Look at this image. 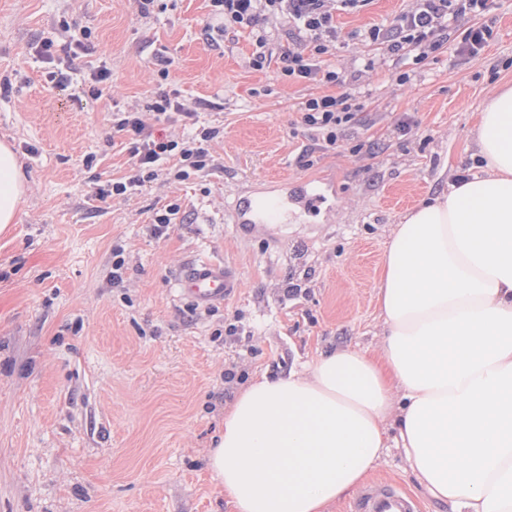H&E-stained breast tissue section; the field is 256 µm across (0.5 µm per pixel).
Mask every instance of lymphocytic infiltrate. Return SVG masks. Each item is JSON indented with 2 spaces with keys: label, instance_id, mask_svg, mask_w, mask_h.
<instances>
[{
  "label": "lymphocytic infiltrate",
  "instance_id": "1",
  "mask_svg": "<svg viewBox=\"0 0 512 512\" xmlns=\"http://www.w3.org/2000/svg\"><path fill=\"white\" fill-rule=\"evenodd\" d=\"M216 26L205 29L211 46L230 29L249 30L254 51L252 67L262 70L272 59L281 62L280 73L289 80L333 86L330 94H312L300 104L302 121L317 133L324 146L360 151L354 129L362 122L366 99L362 91L363 72L378 67L391 70L399 84L410 80L411 69L434 61L445 47L456 55L478 59L492 38L485 18L491 0H412L390 26L364 25L353 32L368 50L363 63L348 68L329 64L328 58L344 39L336 17L359 13L372 0H211ZM472 17L466 29H459L463 17ZM177 114L193 119L196 109L187 107L177 94L162 91L146 112H116L112 127L126 137V151L135 170L130 178H119L99 188V195L126 198L167 173L175 180L201 177L214 169L207 144L217 137L215 127L199 126L187 135L156 136L154 124Z\"/></svg>",
  "mask_w": 512,
  "mask_h": 512
}]
</instances>
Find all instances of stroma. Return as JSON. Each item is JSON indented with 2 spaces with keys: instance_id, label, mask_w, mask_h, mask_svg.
<instances>
[{
  "instance_id": "1",
  "label": "stroma",
  "mask_w": 512,
  "mask_h": 512,
  "mask_svg": "<svg viewBox=\"0 0 512 512\" xmlns=\"http://www.w3.org/2000/svg\"><path fill=\"white\" fill-rule=\"evenodd\" d=\"M162 2L145 15L137 0H0V140L28 185L17 223L0 232V512H233L207 452L238 389L326 350L380 349L390 229L474 171L475 114L512 84V0H494L478 59L444 50L403 87L387 70L367 72L360 152L324 148L299 112L313 85L280 77L276 60L254 70L246 30L211 47L210 0ZM85 37L92 51L77 49ZM160 56L171 61L165 78ZM60 68L80 101L53 87ZM101 68L111 91L87 95ZM160 90L213 101L198 120L220 130L208 144L215 170L96 197L134 174L113 113L145 110ZM275 180L335 183L330 214L235 223V199ZM173 202L180 213L154 235V212ZM200 259L233 267L240 286L224 303L179 295L180 273ZM370 476L399 484L422 512H452L400 448L384 449Z\"/></svg>"
}]
</instances>
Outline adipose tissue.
<instances>
[{"mask_svg": "<svg viewBox=\"0 0 512 512\" xmlns=\"http://www.w3.org/2000/svg\"><path fill=\"white\" fill-rule=\"evenodd\" d=\"M479 173L393 225L380 353H320L254 377L224 412L208 469L235 512H325L397 428L412 473L457 512H512V86L475 114ZM26 193L0 141V231Z\"/></svg>", "mask_w": 512, "mask_h": 512, "instance_id": "adipose-tissue-1", "label": "adipose tissue"}]
</instances>
